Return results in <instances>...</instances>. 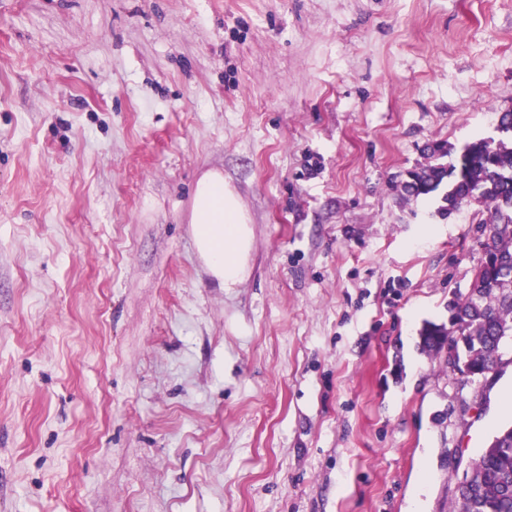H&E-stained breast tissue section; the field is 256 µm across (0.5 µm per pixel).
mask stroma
Here are the masks:
<instances>
[{
    "label": "stroma",
    "mask_w": 512,
    "mask_h": 512,
    "mask_svg": "<svg viewBox=\"0 0 512 512\" xmlns=\"http://www.w3.org/2000/svg\"><path fill=\"white\" fill-rule=\"evenodd\" d=\"M510 108L512 0H0V512H448L512 349L476 382L420 350L477 207L401 183ZM196 253L220 288H233L248 275L251 226L237 195L218 170L197 180L189 214Z\"/></svg>",
    "instance_id": "1"
}]
</instances>
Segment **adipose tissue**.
<instances>
[{
  "label": "adipose tissue",
  "instance_id": "1",
  "mask_svg": "<svg viewBox=\"0 0 512 512\" xmlns=\"http://www.w3.org/2000/svg\"><path fill=\"white\" fill-rule=\"evenodd\" d=\"M189 222L196 253L221 288H232L248 274L251 226L235 192L217 170L197 180Z\"/></svg>",
  "mask_w": 512,
  "mask_h": 512
}]
</instances>
